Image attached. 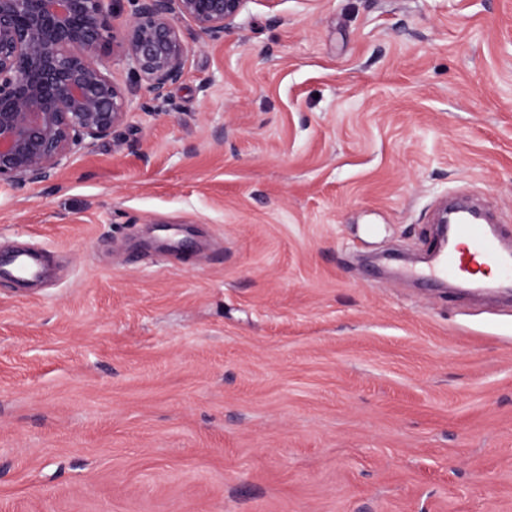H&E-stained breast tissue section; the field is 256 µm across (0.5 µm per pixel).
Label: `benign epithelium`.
<instances>
[{"label":"benign epithelium","mask_w":512,"mask_h":512,"mask_svg":"<svg viewBox=\"0 0 512 512\" xmlns=\"http://www.w3.org/2000/svg\"><path fill=\"white\" fill-rule=\"evenodd\" d=\"M0 0V183H40L112 136L133 102L143 112L185 74L179 21L217 38L247 0ZM116 47L134 75L116 83L101 59Z\"/></svg>","instance_id":"7a95c632"}]
</instances>
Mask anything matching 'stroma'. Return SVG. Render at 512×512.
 <instances>
[{
  "instance_id": "stroma-1",
  "label": "stroma",
  "mask_w": 512,
  "mask_h": 512,
  "mask_svg": "<svg viewBox=\"0 0 512 512\" xmlns=\"http://www.w3.org/2000/svg\"><path fill=\"white\" fill-rule=\"evenodd\" d=\"M49 180L0 184V512H512V0H247ZM439 224H448V217ZM494 269L507 279L512 274V253L504 251L499 236L487 224L463 218L448 224L447 238L437 241L433 268L427 278L445 277L448 282L470 279Z\"/></svg>"
}]
</instances>
